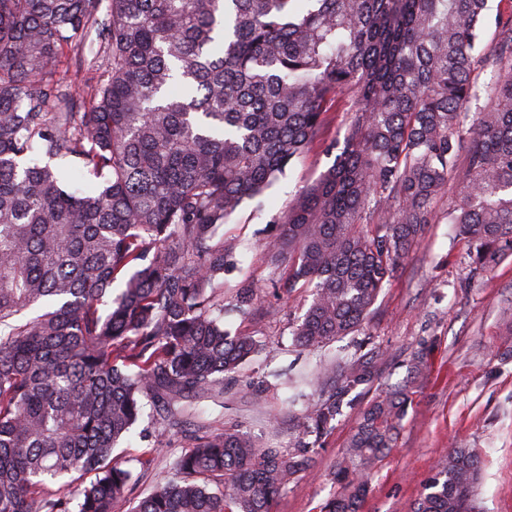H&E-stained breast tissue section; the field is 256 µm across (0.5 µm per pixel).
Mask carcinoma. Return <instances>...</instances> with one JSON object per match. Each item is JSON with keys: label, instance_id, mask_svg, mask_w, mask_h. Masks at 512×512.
<instances>
[{"label": "carcinoma", "instance_id": "carcinoma-1", "mask_svg": "<svg viewBox=\"0 0 512 512\" xmlns=\"http://www.w3.org/2000/svg\"><path fill=\"white\" fill-rule=\"evenodd\" d=\"M102 2L0 0V512H116L136 478L112 452L146 407L155 436L180 430L263 350L224 328L215 289L232 251L218 228L321 140L339 100L353 108L326 148L339 150L333 165L267 242L288 267L283 286L308 292L294 347L363 331L456 172L447 219L471 263L512 255V7L489 47L487 0ZM91 31L107 80L64 93L59 58ZM488 67L502 76L484 85ZM482 96L491 105L468 138ZM67 158L101 178L93 194L51 165ZM257 292L246 284L230 310L249 316ZM388 358L341 347L315 372L271 371L304 406L294 446L199 424L176 476L129 512H271ZM422 370L413 358L364 408L322 512H360ZM479 474L475 450L453 449L413 512H478Z\"/></svg>", "mask_w": 512, "mask_h": 512}]
</instances>
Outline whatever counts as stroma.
<instances>
[{
    "label": "stroma",
    "mask_w": 512,
    "mask_h": 512,
    "mask_svg": "<svg viewBox=\"0 0 512 512\" xmlns=\"http://www.w3.org/2000/svg\"><path fill=\"white\" fill-rule=\"evenodd\" d=\"M350 108V101H339L327 115L322 140L260 197L243 202L219 230L236 259L224 273L225 298L246 282L263 288L248 318L228 317L224 325L255 335L265 350L238 375L225 378L223 402L201 403L200 419L210 430L238 428L283 448L299 436L301 410L288 407L285 392L269 390L258 400L243 394L241 385L248 381L260 387L269 366L284 369L295 358L291 325L303 312L305 291L286 295L272 288L277 271L264 246L278 232L276 219L289 202L333 164L335 156L325 146L343 137ZM364 332L369 347L389 353L382 384L403 381L414 353L425 352L426 359L398 442L372 471L363 512H410L437 464L453 448L480 453L477 496L483 512H512V256L488 273H476L454 225L444 219L428 225L379 296ZM271 411L279 414L272 429L266 425ZM358 422L354 409L337 418L309 470L289 484L273 512H319L336 492L330 473ZM186 444L180 433L156 439L152 417L144 415L113 454L114 463L133 470L137 478L128 494L131 502L171 477Z\"/></svg>",
    "instance_id": "obj_1"
}]
</instances>
